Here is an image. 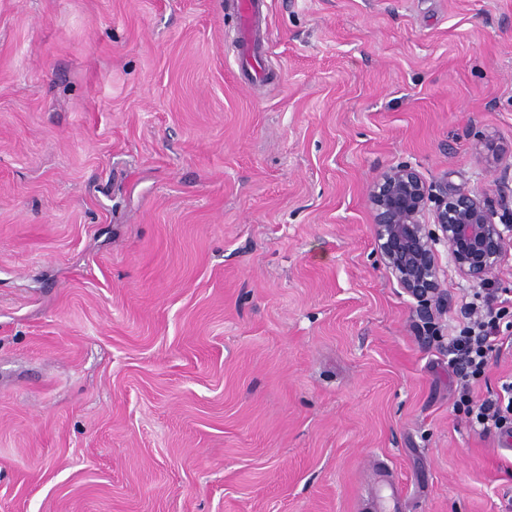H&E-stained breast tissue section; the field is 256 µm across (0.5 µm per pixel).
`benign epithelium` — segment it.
Returning <instances> with one entry per match:
<instances>
[{
    "instance_id": "obj_1",
    "label": "benign epithelium",
    "mask_w": 512,
    "mask_h": 512,
    "mask_svg": "<svg viewBox=\"0 0 512 512\" xmlns=\"http://www.w3.org/2000/svg\"><path fill=\"white\" fill-rule=\"evenodd\" d=\"M431 199L435 232L423 221ZM369 200L382 263L416 301V317L428 327L442 309L436 241L447 244L460 276L486 282L500 264L505 233L512 234V210L501 214L477 193H450L445 184L434 194L408 165L383 173L372 185Z\"/></svg>"
}]
</instances>
